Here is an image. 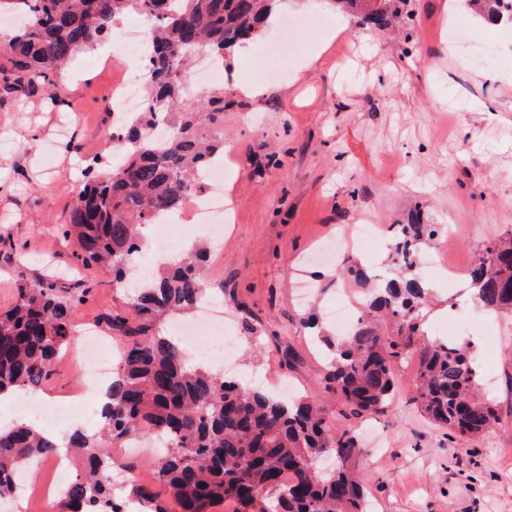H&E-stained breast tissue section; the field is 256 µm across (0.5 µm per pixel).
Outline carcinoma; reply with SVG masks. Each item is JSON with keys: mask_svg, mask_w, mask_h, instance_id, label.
Masks as SVG:
<instances>
[{"mask_svg": "<svg viewBox=\"0 0 512 512\" xmlns=\"http://www.w3.org/2000/svg\"><path fill=\"white\" fill-rule=\"evenodd\" d=\"M274 0H7L24 17L9 44L16 89L56 87L52 75L76 53L112 33L128 13L156 22L148 110L122 131L123 157L110 171L87 168L64 234L80 243L77 260L86 273L106 270L124 286L132 258L145 251L139 228L161 213L179 211L200 189L198 176L224 155L221 141L200 134L224 118V86L191 94L186 67L206 49L224 60L238 42L260 37ZM504 0H468L493 16ZM407 0H336L360 12L376 28L402 17ZM389 274L379 278L353 257L336 276L347 275L367 293L360 318L342 336L327 334L311 317L304 325L331 352L326 373L336 409L284 401L261 388L227 380L195 364L179 340L154 331L155 324L186 313L210 288L204 275L208 249L194 247L170 265H159L111 315L124 349L112 374L110 405L97 437L81 430L67 440L75 474L55 512H120L124 501L146 512H209L233 502L259 512H366L364 485L352 468L359 455L354 430L342 419L380 412L393 395L394 368L417 356L414 401L448 438L470 440L499 422L492 400L481 392L465 342L429 339L423 308L431 287L416 274L423 247L440 238L439 225L416 210L393 226ZM475 299L489 311L512 310V231L497 237L470 268ZM78 293L51 279L24 282L12 306L0 311V395L42 385L74 335ZM143 431L169 437L155 460L156 479L175 504L153 488L125 480L114 492L102 468L106 445L117 446ZM60 448L57 438L28 422L0 430V500L19 491L13 473L44 462Z\"/></svg>", "mask_w": 512, "mask_h": 512, "instance_id": "cac0c4a2", "label": "carcinoma"}]
</instances>
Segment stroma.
Masks as SVG:
<instances>
[{
	"instance_id": "obj_1",
	"label": "stroma",
	"mask_w": 512,
	"mask_h": 512,
	"mask_svg": "<svg viewBox=\"0 0 512 512\" xmlns=\"http://www.w3.org/2000/svg\"><path fill=\"white\" fill-rule=\"evenodd\" d=\"M449 0H408L400 27L381 30L359 17L338 16L333 0H280V15L317 10L346 28L332 43L301 29L286 78L266 83L255 99L229 91L219 134L233 199L224 226L222 260L212 274L223 293L238 341L240 376L280 378L296 394L333 406L326 389L327 357L300 326L304 306L297 282L313 285L320 310L360 299L350 281L333 283L332 267L316 255L326 242L355 253L356 226H372L376 243L366 262L384 259L387 228L421 206L432 223L456 227L445 246L471 265L494 235L512 228V56L501 35L467 19L471 35L499 49L490 69L470 65L446 32ZM9 27L0 28V309L14 301L22 280L74 270L69 288L92 283L77 305V329L122 309L126 292L108 273L86 279L76 245L65 239L72 192L83 168L111 167L103 153L112 126L109 43L78 54L55 78V91L10 89ZM318 53L309 69L304 56ZM497 81L487 82L486 72ZM491 104L488 112L474 102ZM419 274L434 290L423 313L428 331L456 310L470 316L454 333L472 346L480 375L495 396L500 421L482 439L460 446L418 411L413 370L396 369L395 396L384 413L349 425L359 434L356 465L370 512H512V313L473 305L468 279L443 283ZM75 360L55 362L39 393L48 402L76 392Z\"/></svg>"
}]
</instances>
